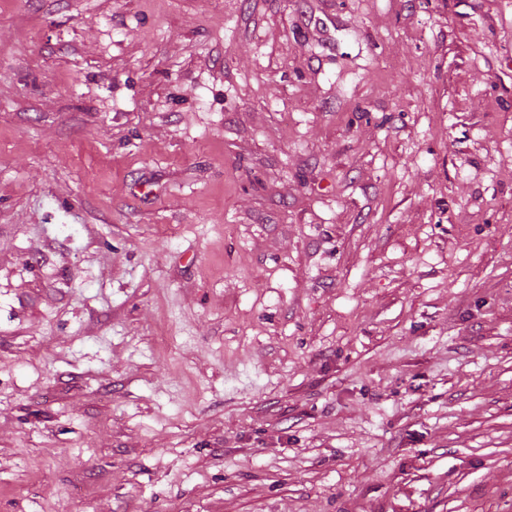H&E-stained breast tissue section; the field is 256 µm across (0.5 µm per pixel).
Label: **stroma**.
Masks as SVG:
<instances>
[{
  "mask_svg": "<svg viewBox=\"0 0 512 512\" xmlns=\"http://www.w3.org/2000/svg\"><path fill=\"white\" fill-rule=\"evenodd\" d=\"M0 512H512V0H9Z\"/></svg>",
  "mask_w": 512,
  "mask_h": 512,
  "instance_id": "35a3bbf8",
  "label": "stroma"
}]
</instances>
